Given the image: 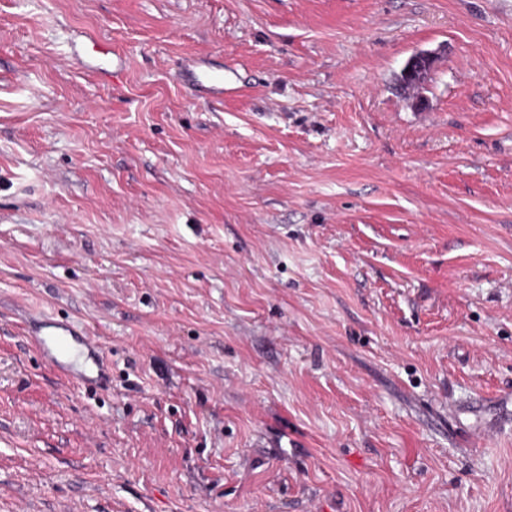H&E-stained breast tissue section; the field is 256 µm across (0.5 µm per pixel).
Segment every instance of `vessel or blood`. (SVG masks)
Listing matches in <instances>:
<instances>
[{
  "label": "vessel or blood",
  "mask_w": 512,
  "mask_h": 512,
  "mask_svg": "<svg viewBox=\"0 0 512 512\" xmlns=\"http://www.w3.org/2000/svg\"><path fill=\"white\" fill-rule=\"evenodd\" d=\"M181 76L191 79L200 91L217 96L224 93V77L221 74L199 71L194 64L187 63L182 67ZM29 336L39 349L46 351L51 364L61 374L67 371L63 360L64 355L72 345L81 346L86 350L93 367L89 372L79 375V382L99 386L106 384L108 366L97 341L88 333L78 330L74 324L43 315L40 316L35 330L30 331Z\"/></svg>",
  "instance_id": "obj_1"
}]
</instances>
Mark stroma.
Instances as JSON below:
<instances>
[{"label": "stroma", "mask_w": 512, "mask_h": 512, "mask_svg": "<svg viewBox=\"0 0 512 512\" xmlns=\"http://www.w3.org/2000/svg\"><path fill=\"white\" fill-rule=\"evenodd\" d=\"M0 512H512V0H0ZM436 61L435 53L431 51H425L415 54L405 65L403 68L398 82L399 86L403 90H408L411 88H415L413 83H408L405 81V77L414 82V84H422L429 71L433 67ZM404 76H403V74ZM195 63H186L181 70V79L191 78L201 92L207 94L223 96L224 95V75L212 73L204 70L195 71ZM199 91V92H200ZM36 323L35 330H28V336L39 349L47 353L51 364L58 373L69 375L66 363L61 360V357L70 350L73 344H77L86 350L93 364V368L88 373L80 374L77 380L88 385L102 386L106 384L108 380L106 359L101 354L97 341L89 336L87 331L81 332L74 324L57 321L47 315H41Z\"/></svg>", "instance_id": "obj_1"}]
</instances>
